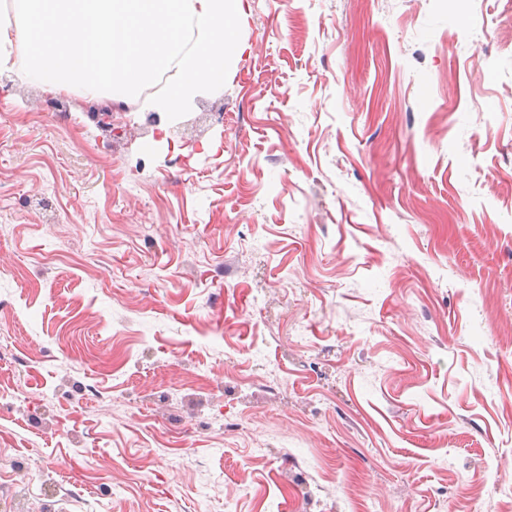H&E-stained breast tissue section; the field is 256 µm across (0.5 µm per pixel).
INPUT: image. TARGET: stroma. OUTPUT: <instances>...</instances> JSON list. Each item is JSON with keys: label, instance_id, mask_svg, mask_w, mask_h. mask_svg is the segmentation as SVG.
<instances>
[{"label": "stroma", "instance_id": "stroma-1", "mask_svg": "<svg viewBox=\"0 0 512 512\" xmlns=\"http://www.w3.org/2000/svg\"><path fill=\"white\" fill-rule=\"evenodd\" d=\"M242 31L169 144L0 74V512H512V13Z\"/></svg>", "mask_w": 512, "mask_h": 512}]
</instances>
